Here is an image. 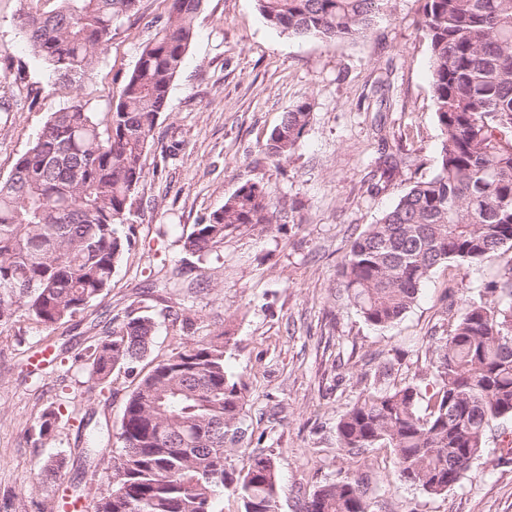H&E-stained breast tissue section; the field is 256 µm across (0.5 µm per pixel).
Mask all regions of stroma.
I'll return each mask as SVG.
<instances>
[{"instance_id": "stroma-1", "label": "stroma", "mask_w": 512, "mask_h": 512, "mask_svg": "<svg viewBox=\"0 0 512 512\" xmlns=\"http://www.w3.org/2000/svg\"><path fill=\"white\" fill-rule=\"evenodd\" d=\"M424 0H389L359 38L333 43L294 38L270 27L255 0H204L168 106L143 157L135 192L132 246L116 266L107 294L67 323L45 327L21 315L0 326V512H60L78 487L85 507L105 493L112 463H92L90 434L117 446L114 433L142 364L114 374L105 387L89 378L85 349L118 329L127 312L182 311L199 339L228 331L229 372L247 385V422L277 464L276 512H306L316 486L349 470L368 471L377 487L373 512H512V455L505 420L447 494L403 483L387 450L353 458L336 442V422L365 386L364 375L389 363L411 382L449 305L486 300L485 286L512 263L508 255L463 267L439 266L404 318L370 326L338 286L351 242L403 192L438 168L441 133L430 80L431 54L420 22ZM171 0H139L100 63L84 81L57 82L33 58L17 24L20 0H0V58L52 92L36 104L0 112V178L46 121L73 99L106 112L135 67L153 21ZM310 105L305 136L287 160L265 154L285 112ZM264 183L286 210L270 224H245L206 261L184 242L245 181ZM59 413L50 436L36 435L43 409ZM65 457L56 482L44 462Z\"/></svg>"}]
</instances>
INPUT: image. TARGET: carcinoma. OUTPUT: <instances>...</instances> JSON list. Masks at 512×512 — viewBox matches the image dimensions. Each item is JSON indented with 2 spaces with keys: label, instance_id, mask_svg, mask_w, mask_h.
Segmentation results:
<instances>
[{
  "label": "carcinoma",
  "instance_id": "carcinoma-1",
  "mask_svg": "<svg viewBox=\"0 0 512 512\" xmlns=\"http://www.w3.org/2000/svg\"><path fill=\"white\" fill-rule=\"evenodd\" d=\"M139 0H21L16 20L31 52L66 83L96 69L112 31ZM271 26L326 41L367 32L385 0H256ZM203 0H172L165 22L141 47L108 112L78 98L48 116L0 179V325L20 313L46 327L67 322L111 288L131 240L124 231L143 155L181 69ZM422 32L441 132L437 172L400 196L355 238L340 270L349 305L387 329L416 301L440 265H472L512 249V0H424ZM310 105L286 112L266 151L285 160L301 142ZM282 206L246 182L194 225L185 248L202 260L242 224H271ZM486 302L457 310L434 337L418 384H388L390 368L339 417V448L352 455L389 448L401 480L444 495L485 447L487 432L512 419V266ZM155 318L128 315L86 348L95 384L147 360ZM231 337L191 339L148 360L116 430L112 485L94 512H218L229 490L241 512H275L274 459L252 450L236 474L227 453L251 444L246 384L228 373ZM367 476L352 471L316 487L306 512H370Z\"/></svg>",
  "mask_w": 512,
  "mask_h": 512
}]
</instances>
